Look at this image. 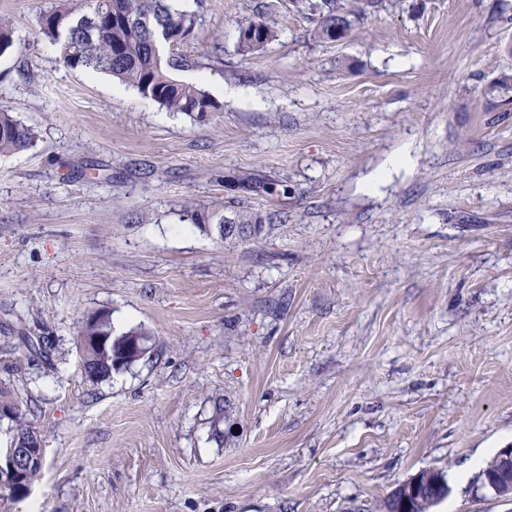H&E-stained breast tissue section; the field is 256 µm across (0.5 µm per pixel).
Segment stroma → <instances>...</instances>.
<instances>
[{
  "instance_id": "stroma-1",
  "label": "stroma",
  "mask_w": 512,
  "mask_h": 512,
  "mask_svg": "<svg viewBox=\"0 0 512 512\" xmlns=\"http://www.w3.org/2000/svg\"><path fill=\"white\" fill-rule=\"evenodd\" d=\"M57 3L0 0V109L38 135L0 156V392L44 455L0 512H385L426 468L432 512H512L476 492L512 445V0H379L339 41L203 0L176 74L202 123L67 67L34 25ZM259 11L278 36L242 54ZM222 201L288 221H179ZM99 310L150 352L96 383ZM241 208L235 205L224 206L223 203L207 207L187 206L182 210L181 221L208 228L224 243L247 241L260 234L262 222ZM99 333L107 336H87L89 334ZM83 336L82 345L85 354L89 351L92 352L88 356L91 360V364L98 368L97 373L92 375L89 371L84 370L86 377L92 381H102L109 378L111 374V368L107 365L106 355L103 353L95 352V350H101L104 352H110L112 356V342L109 336H112V320L110 314L107 311H98L88 315L85 319L80 321L77 327V338Z\"/></svg>"
}]
</instances>
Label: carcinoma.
<instances>
[{
  "mask_svg": "<svg viewBox=\"0 0 512 512\" xmlns=\"http://www.w3.org/2000/svg\"><path fill=\"white\" fill-rule=\"evenodd\" d=\"M363 1L368 6L375 4V0H294L297 10L315 23L317 34L333 41L345 37L363 18ZM197 20L198 12L176 9L170 0H59L54 10L36 17V25L60 46L66 66L109 73L167 109L204 122L218 110L217 103L204 90L171 76L172 70L188 65V60L161 52L162 47L171 45L168 34L184 41ZM237 25L243 53L261 51L277 37L274 22L263 16ZM36 139L33 127L0 110V155L28 149ZM240 183L255 193H277L278 183L261 174H249ZM181 221L205 228L226 243L247 241L262 229L261 220L249 211L221 203L187 206ZM93 333L112 335L109 312L98 311L80 321L77 336ZM89 360L98 371L85 372L88 379L102 381L111 376L105 354L94 351ZM0 404L12 408L19 446L41 445L40 436L24 422L17 405L3 398Z\"/></svg>",
  "mask_w": 512,
  "mask_h": 512,
  "instance_id": "cac0c4a2",
  "label": "carcinoma"
}]
</instances>
